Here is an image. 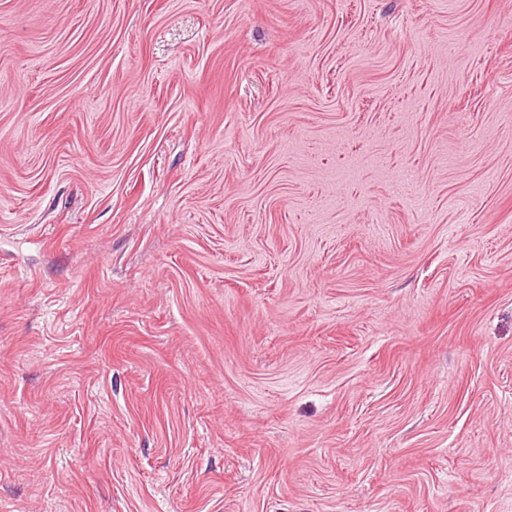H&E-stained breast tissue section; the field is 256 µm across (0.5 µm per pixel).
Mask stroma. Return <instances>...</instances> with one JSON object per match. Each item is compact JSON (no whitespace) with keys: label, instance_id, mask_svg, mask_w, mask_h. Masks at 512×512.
Returning <instances> with one entry per match:
<instances>
[{"label":"stroma","instance_id":"35a3bbf8","mask_svg":"<svg viewBox=\"0 0 512 512\" xmlns=\"http://www.w3.org/2000/svg\"><path fill=\"white\" fill-rule=\"evenodd\" d=\"M0 512H512V0H0Z\"/></svg>","mask_w":512,"mask_h":512}]
</instances>
